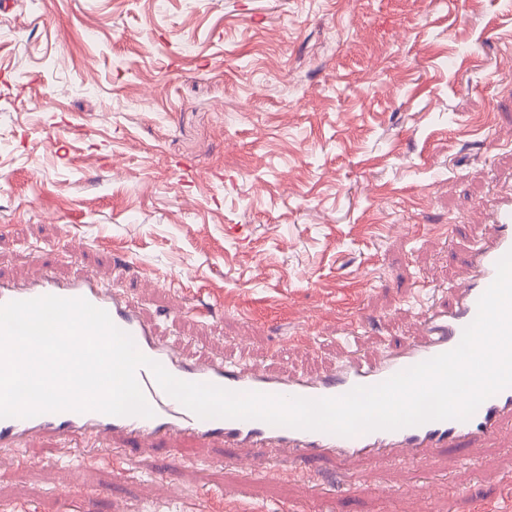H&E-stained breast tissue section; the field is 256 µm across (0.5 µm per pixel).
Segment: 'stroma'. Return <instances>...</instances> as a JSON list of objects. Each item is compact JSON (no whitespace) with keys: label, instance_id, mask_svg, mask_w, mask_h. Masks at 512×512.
<instances>
[{"label":"stroma","instance_id":"1","mask_svg":"<svg viewBox=\"0 0 512 512\" xmlns=\"http://www.w3.org/2000/svg\"><path fill=\"white\" fill-rule=\"evenodd\" d=\"M512 0H9L0 7V277L113 268L188 354L315 375L411 335L512 180ZM62 90L58 102L44 98ZM348 299L372 330L347 338ZM0 447V512H472L512 428L429 468L251 473L189 440L80 464ZM158 472L172 483L155 480ZM362 476L370 487L353 490Z\"/></svg>","mask_w":512,"mask_h":512}]
</instances>
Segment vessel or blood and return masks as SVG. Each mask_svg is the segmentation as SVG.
<instances>
[{
    "label": "vessel or blood",
    "instance_id": "1",
    "mask_svg": "<svg viewBox=\"0 0 512 512\" xmlns=\"http://www.w3.org/2000/svg\"><path fill=\"white\" fill-rule=\"evenodd\" d=\"M473 231L468 272L462 282L449 289L447 308H429L419 322L417 334L403 337L377 361L367 362L354 354L313 377L274 374L259 363L245 364L221 357L188 358L160 341L156 322L147 318L124 289L115 287L108 277L83 275L62 280L47 274L22 285L0 280V304L45 295L83 298L105 309L113 323L132 336L143 355L181 380L287 397H338L359 385L381 383L459 344L464 328L477 314L479 298L495 278L497 261L512 251V194L500 196ZM137 379L154 410L153 417L62 411L29 418H0V446L22 448L35 437H53L66 443L79 436L94 440L112 435L138 448H152L163 441L187 438L201 448L221 445L246 450V466L253 473H295L303 477L307 474L306 463L322 459L333 460L341 467L355 460L397 459L426 468L440 454L464 453L475 443L492 440L504 423H512V387L485 400L465 421H430L394 431L375 430L343 437L259 420L203 419L167 395L149 369H139Z\"/></svg>",
    "mask_w": 512,
    "mask_h": 512
}]
</instances>
